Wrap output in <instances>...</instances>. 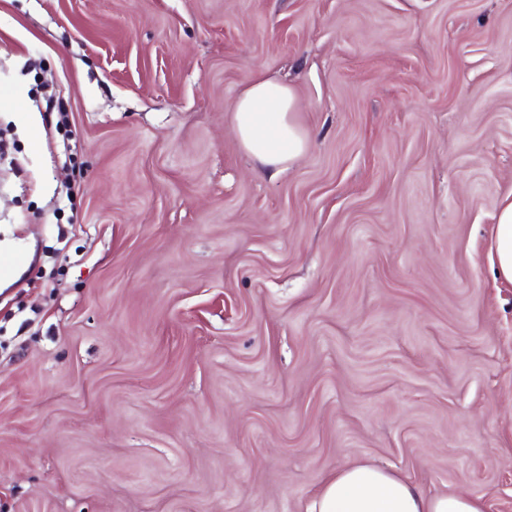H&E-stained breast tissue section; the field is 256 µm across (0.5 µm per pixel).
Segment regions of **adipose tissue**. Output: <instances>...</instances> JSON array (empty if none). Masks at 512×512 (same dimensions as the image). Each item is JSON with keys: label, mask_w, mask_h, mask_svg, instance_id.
Returning a JSON list of instances; mask_svg holds the SVG:
<instances>
[{"label": "adipose tissue", "mask_w": 512, "mask_h": 512, "mask_svg": "<svg viewBox=\"0 0 512 512\" xmlns=\"http://www.w3.org/2000/svg\"><path fill=\"white\" fill-rule=\"evenodd\" d=\"M295 89L278 78L254 73L233 108L241 149L260 167L279 174L304 155L308 136L296 119ZM497 275L512 283V193L501 201L493 234ZM482 498L427 495L407 478L370 463L336 470L324 480L307 512H486Z\"/></svg>", "instance_id": "1"}]
</instances>
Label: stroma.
Here are the masks:
<instances>
[{
    "instance_id": "35a3bbf8",
    "label": "stroma",
    "mask_w": 512,
    "mask_h": 512,
    "mask_svg": "<svg viewBox=\"0 0 512 512\" xmlns=\"http://www.w3.org/2000/svg\"><path fill=\"white\" fill-rule=\"evenodd\" d=\"M0 140V512H306L357 462L512 512V0H0ZM295 89L264 72L254 73L233 108V128L241 149L273 176L304 155L308 136L296 119ZM497 275L512 283V192L501 201L493 234Z\"/></svg>"
}]
</instances>
